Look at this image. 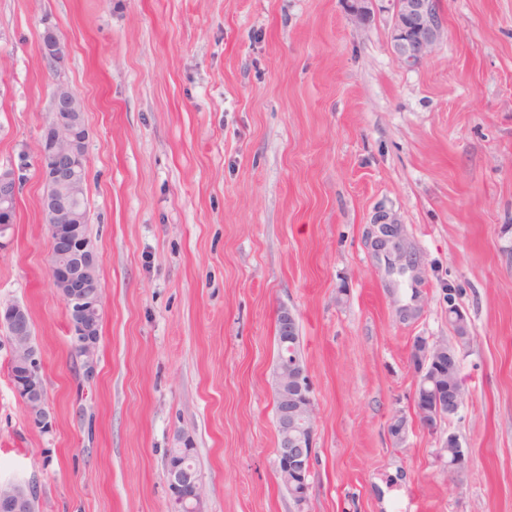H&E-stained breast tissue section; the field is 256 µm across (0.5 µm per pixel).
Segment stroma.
I'll return each mask as SVG.
<instances>
[{"label":"stroma","instance_id":"obj_1","mask_svg":"<svg viewBox=\"0 0 512 512\" xmlns=\"http://www.w3.org/2000/svg\"><path fill=\"white\" fill-rule=\"evenodd\" d=\"M367 7L358 26L348 0H0V166L22 182L0 304L29 312L52 420L29 425L0 328V485H33L35 512H178L164 464L181 433L202 512H512V0H440L444 38L412 68L392 56V0ZM48 26L89 128L90 376L40 207ZM381 214L420 280L375 251ZM283 306L316 408L301 506L275 463ZM418 336L456 348L465 392L431 429ZM450 431L458 472L437 454ZM40 52L43 59L57 74L58 69L69 56L70 45L53 27H46L40 41ZM438 454L440 459L443 458V453L450 452L452 460H448V468H452V470H456L462 464L465 463L466 455L465 451L461 446L460 440L458 436L453 432H448V435L440 437L438 439Z\"/></svg>","mask_w":512,"mask_h":512}]
</instances>
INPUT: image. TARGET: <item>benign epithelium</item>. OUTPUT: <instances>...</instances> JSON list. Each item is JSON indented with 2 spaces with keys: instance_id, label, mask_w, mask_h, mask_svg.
Listing matches in <instances>:
<instances>
[{
  "instance_id": "benign-epithelium-1",
  "label": "benign epithelium",
  "mask_w": 512,
  "mask_h": 512,
  "mask_svg": "<svg viewBox=\"0 0 512 512\" xmlns=\"http://www.w3.org/2000/svg\"><path fill=\"white\" fill-rule=\"evenodd\" d=\"M391 40L396 61L415 66L429 56L444 35V18L438 0H393ZM43 59L58 70L70 53L69 42L52 27L45 28L40 41ZM89 130L83 103L72 86L57 78L51 87V110L41 128L36 160L45 186L41 199L43 223L50 240L51 283L63 298L69 312V331L74 348L82 358L86 375L95 371L101 323V295L95 288L97 258L91 239L84 232V217L74 201L86 193V145ZM21 183L17 170L0 168V222L10 223L17 205ZM376 247L399 249L398 225L384 222L378 227ZM282 353L272 373L276 402L278 474L297 505L306 503L310 483L312 442L315 431V402L307 367L299 353L296 339L297 315L286 307L276 316ZM0 327L7 330L15 369L13 387L27 412L32 427L47 431L52 421L45 408L46 389L36 347L29 339L31 329L27 309L18 303L0 305ZM412 361L417 374L416 387L428 397L415 401L420 422L431 429L440 419L456 415L464 403L460 386L448 393L437 387V366L447 363L459 370L455 349L443 342H431L418 336L412 345ZM165 461V477L174 501L190 499L198 512L202 484L195 480L187 464L190 441ZM438 454L449 453L448 466L459 468L466 455L458 436L450 432L438 439ZM34 487L11 484L0 489V512H31Z\"/></svg>"
}]
</instances>
